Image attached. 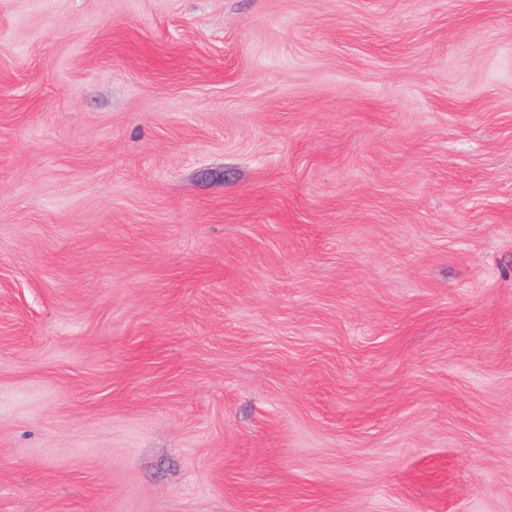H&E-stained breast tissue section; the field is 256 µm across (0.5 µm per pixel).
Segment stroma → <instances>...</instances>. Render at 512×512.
Listing matches in <instances>:
<instances>
[{"label":"stroma","instance_id":"35a3bbf8","mask_svg":"<svg viewBox=\"0 0 512 512\" xmlns=\"http://www.w3.org/2000/svg\"><path fill=\"white\" fill-rule=\"evenodd\" d=\"M0 512H512V0H0Z\"/></svg>","mask_w":512,"mask_h":512}]
</instances>
